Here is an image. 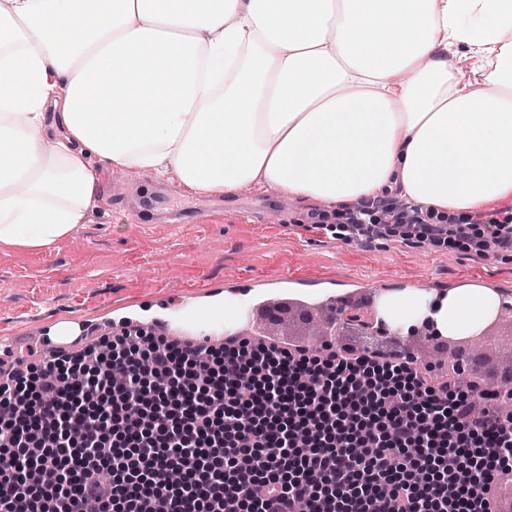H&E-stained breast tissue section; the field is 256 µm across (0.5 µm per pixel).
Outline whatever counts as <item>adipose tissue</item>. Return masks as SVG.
<instances>
[{
  "instance_id": "adipose-tissue-1",
  "label": "adipose tissue",
  "mask_w": 512,
  "mask_h": 512,
  "mask_svg": "<svg viewBox=\"0 0 512 512\" xmlns=\"http://www.w3.org/2000/svg\"><path fill=\"white\" fill-rule=\"evenodd\" d=\"M109 165L328 207L512 201V0H0V247L71 237ZM498 312L475 286L377 306L453 341Z\"/></svg>"
}]
</instances>
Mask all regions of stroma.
I'll return each mask as SVG.
<instances>
[{"label": "stroma", "mask_w": 512, "mask_h": 512, "mask_svg": "<svg viewBox=\"0 0 512 512\" xmlns=\"http://www.w3.org/2000/svg\"><path fill=\"white\" fill-rule=\"evenodd\" d=\"M114 170L101 176L99 203L72 238L47 251L0 249V324L24 333L56 314L112 317L116 307L208 282L261 279L281 273L330 281L349 299L355 281L377 290L477 285L512 302V255L484 259L445 245H414L392 236L367 246L339 239L335 225L311 223L315 204L248 188L267 209L242 219L225 212L204 224L155 233L132 224L120 201L129 191Z\"/></svg>", "instance_id": "obj_1"}]
</instances>
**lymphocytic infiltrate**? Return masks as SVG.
Returning a JSON list of instances; mask_svg holds the SVG:
<instances>
[{
    "label": "lymphocytic infiltrate",
    "mask_w": 512,
    "mask_h": 512,
    "mask_svg": "<svg viewBox=\"0 0 512 512\" xmlns=\"http://www.w3.org/2000/svg\"><path fill=\"white\" fill-rule=\"evenodd\" d=\"M339 216L350 243L398 233L512 253V212L439 224L385 194ZM511 397L377 353L105 337L6 369L0 512H497L512 472V417L497 404Z\"/></svg>",
    "instance_id": "f902f5d3"
}]
</instances>
